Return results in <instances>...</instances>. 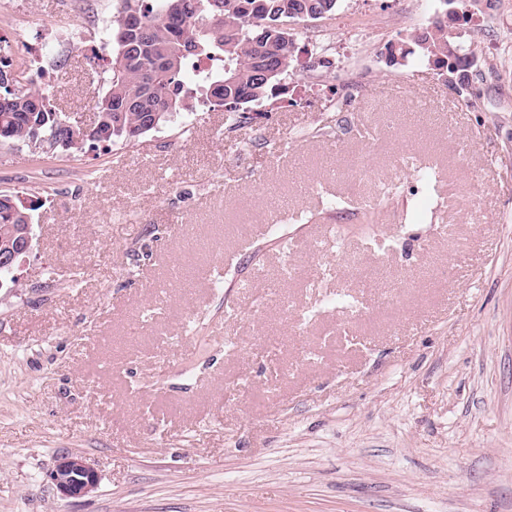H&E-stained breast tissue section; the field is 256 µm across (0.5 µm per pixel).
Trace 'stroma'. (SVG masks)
I'll return each instance as SVG.
<instances>
[{
  "instance_id": "stroma-1",
  "label": "stroma",
  "mask_w": 512,
  "mask_h": 512,
  "mask_svg": "<svg viewBox=\"0 0 512 512\" xmlns=\"http://www.w3.org/2000/svg\"><path fill=\"white\" fill-rule=\"evenodd\" d=\"M119 8L0 5L14 73L72 123ZM462 9L467 101L380 55L439 0H342L292 22L316 68L248 127L200 105L133 145L0 142V194L36 205L0 288V512H512V0ZM64 453L93 494L52 485ZM56 488L68 497L85 496L98 488L99 477L89 461L78 455H62L48 474Z\"/></svg>"
}]
</instances>
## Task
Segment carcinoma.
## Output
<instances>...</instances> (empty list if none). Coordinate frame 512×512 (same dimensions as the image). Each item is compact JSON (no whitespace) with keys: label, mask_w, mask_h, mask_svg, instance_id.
<instances>
[{"label":"carcinoma","mask_w":512,"mask_h":512,"mask_svg":"<svg viewBox=\"0 0 512 512\" xmlns=\"http://www.w3.org/2000/svg\"><path fill=\"white\" fill-rule=\"evenodd\" d=\"M112 21V56L105 94L95 104L98 142L133 144L157 124L194 111L192 100L223 107L230 126L249 119L252 104L286 93L282 80L299 66L300 49L287 21L332 16L341 0H120ZM442 13L421 32L386 48L392 67L428 64L448 73V86L465 100L471 95L467 45L448 25V0ZM203 77L192 88L183 73ZM19 80L0 68V141L47 144L77 151L73 125L54 110L44 89L16 88ZM30 222L29 209L0 194V238Z\"/></svg>","instance_id":"obj_1"}]
</instances>
